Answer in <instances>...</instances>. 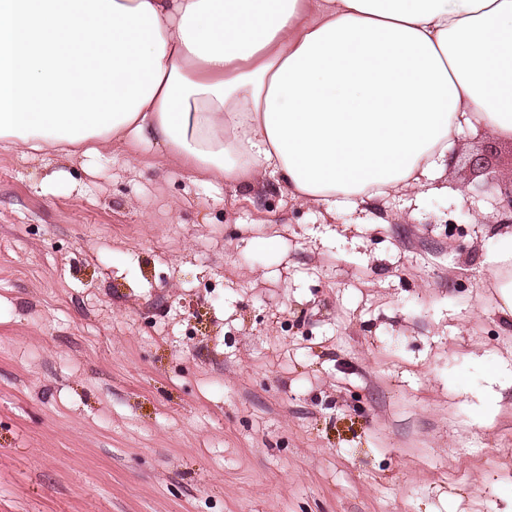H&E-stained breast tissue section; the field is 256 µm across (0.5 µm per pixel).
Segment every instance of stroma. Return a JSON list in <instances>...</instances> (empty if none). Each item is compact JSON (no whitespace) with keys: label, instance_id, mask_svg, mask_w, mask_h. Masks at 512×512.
I'll list each match as a JSON object with an SVG mask.
<instances>
[{"label":"stroma","instance_id":"1","mask_svg":"<svg viewBox=\"0 0 512 512\" xmlns=\"http://www.w3.org/2000/svg\"><path fill=\"white\" fill-rule=\"evenodd\" d=\"M489 137L331 218L147 144L0 148V512H512ZM489 144L491 142L484 141L481 147L468 158V164L476 177H482V182L477 185V190L480 193H489L486 199L493 208V213L484 216L480 211L469 206L467 210L469 214L477 218L479 224H512V165L508 179L500 178L486 161V153L493 148ZM486 220L487 222H485Z\"/></svg>","mask_w":512,"mask_h":512}]
</instances>
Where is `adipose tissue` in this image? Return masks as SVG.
Returning a JSON list of instances; mask_svg holds the SVG:
<instances>
[{"mask_svg":"<svg viewBox=\"0 0 512 512\" xmlns=\"http://www.w3.org/2000/svg\"><path fill=\"white\" fill-rule=\"evenodd\" d=\"M512 139V0H0V143L156 147L364 211Z\"/></svg>","mask_w":512,"mask_h":512,"instance_id":"ef3b65f1","label":"adipose tissue"}]
</instances>
